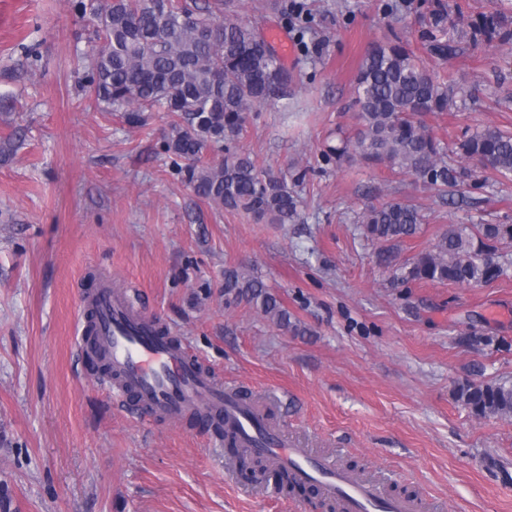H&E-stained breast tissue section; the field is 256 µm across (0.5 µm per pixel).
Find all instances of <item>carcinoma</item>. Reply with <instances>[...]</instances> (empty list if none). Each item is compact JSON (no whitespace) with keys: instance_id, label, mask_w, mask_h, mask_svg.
Segmentation results:
<instances>
[{"instance_id":"obj_1","label":"carcinoma","mask_w":512,"mask_h":512,"mask_svg":"<svg viewBox=\"0 0 512 512\" xmlns=\"http://www.w3.org/2000/svg\"><path fill=\"white\" fill-rule=\"evenodd\" d=\"M73 10L92 25L99 47L84 76L95 108L119 112L133 128L147 113L171 117L166 152L185 161L180 168L194 193L217 208L242 210L258 222L293 224L299 197L288 175L262 168L244 150L224 148V158H205L243 133L248 112L288 97L292 76L260 34L240 18L235 0H71ZM448 23L442 5L430 11V52L445 60L459 52L453 37L441 38ZM479 31L507 43L512 30L498 14L480 17ZM457 86L420 64L410 44H377L365 55L355 79L353 136L326 155L352 158L395 174H410L431 189L458 184L464 171L448 153L478 162L501 177L512 176V132L478 130L450 150L427 127L423 116L457 107ZM424 215L406 200L373 205L357 216L361 234L384 244L377 261L393 269L396 281L448 283L477 288L512 276V262L501 261L497 244L511 240L512 224H480L469 231L450 225L432 250L410 265H397V247L416 236ZM224 297L245 301L288 327V312L264 284L242 270L224 269ZM457 399L479 417H512V382L468 383Z\"/></svg>"}]
</instances>
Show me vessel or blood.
Returning <instances> with one entry per match:
<instances>
[{"instance_id":"b4317fda","label":"vessel or blood","mask_w":512,"mask_h":512,"mask_svg":"<svg viewBox=\"0 0 512 512\" xmlns=\"http://www.w3.org/2000/svg\"><path fill=\"white\" fill-rule=\"evenodd\" d=\"M82 303L95 311L97 340L105 363L119 377V394H134L139 408L152 417L176 422L191 414L228 422L246 448L298 479L317 483L343 512H415L414 502L385 496L375 483L316 459L309 449L286 446L260 414L175 348L155 320L135 311L123 294L104 287Z\"/></svg>"}]
</instances>
